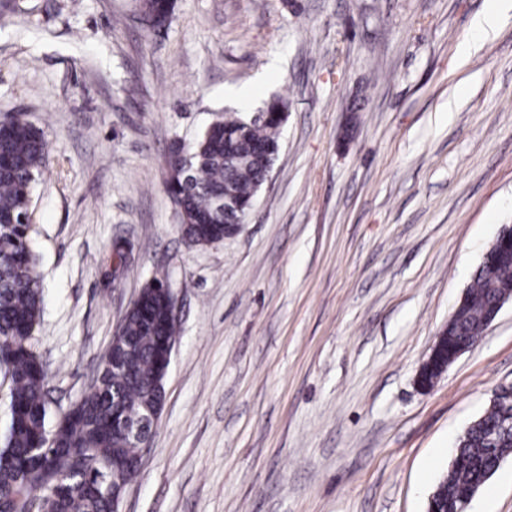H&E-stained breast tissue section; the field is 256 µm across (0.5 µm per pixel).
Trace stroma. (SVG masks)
<instances>
[{"mask_svg": "<svg viewBox=\"0 0 512 512\" xmlns=\"http://www.w3.org/2000/svg\"><path fill=\"white\" fill-rule=\"evenodd\" d=\"M486 0H14L0 113L45 132L32 344L79 400L140 289L178 302L166 397L119 512H426L464 429L512 385V302L417 376L512 225V18ZM288 117L239 232L188 245L165 156L224 112ZM133 251L120 272L114 239ZM469 512H512V456ZM172 0H137L139 19L148 28H156L167 23L171 17ZM511 1L487 0L482 15L474 23V30L477 35L488 38L495 29L508 17L511 10ZM445 329L435 340L429 356L422 364L419 374L418 383L423 388H430L434 381L464 352L469 350L473 345L459 342L448 347V335ZM430 371L434 376L429 379Z\"/></svg>", "mask_w": 512, "mask_h": 512, "instance_id": "35a3bbf8", "label": "stroma"}]
</instances>
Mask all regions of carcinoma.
Returning a JSON list of instances; mask_svg holds the SVG:
<instances>
[{"mask_svg": "<svg viewBox=\"0 0 512 512\" xmlns=\"http://www.w3.org/2000/svg\"><path fill=\"white\" fill-rule=\"evenodd\" d=\"M170 0H137L148 28L167 23ZM285 99L268 103L270 115L250 122L221 114L190 146L188 173L172 170L166 188L179 214L183 237L198 245L224 234L218 197L229 191L244 218L280 146L281 125L274 113ZM50 161L43 129L24 114L0 119V349L13 362L12 413L0 449V512H27L33 494L49 499L50 512H112V489L130 483L127 463L142 448L124 431L123 419L145 414L159 401L160 350L176 336L165 298L151 290L126 312L113 352L120 367L100 369L91 390L72 409L50 412L48 373L30 343L41 314V284L29 225L21 223L36 176ZM512 291L509 262L484 259L470 285L474 303L454 323L450 339L474 343L484 327L485 309ZM512 453V404L487 410L483 422L461 436L451 470L441 476L444 506L464 512L456 497L462 488L483 487L488 474Z\"/></svg>", "mask_w": 512, "mask_h": 512, "instance_id": "cac0c4a2", "label": "carcinoma"}]
</instances>
